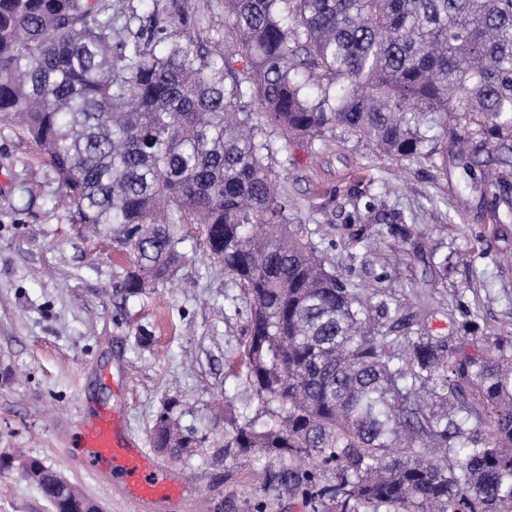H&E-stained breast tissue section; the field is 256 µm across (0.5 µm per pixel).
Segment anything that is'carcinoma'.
Returning a JSON list of instances; mask_svg holds the SVG:
<instances>
[{
    "label": "carcinoma",
    "mask_w": 512,
    "mask_h": 512,
    "mask_svg": "<svg viewBox=\"0 0 512 512\" xmlns=\"http://www.w3.org/2000/svg\"><path fill=\"white\" fill-rule=\"evenodd\" d=\"M249 68L189 40L112 43L108 0H0V118L39 146L77 221L112 227L123 292L170 281L185 224L244 295L247 381L269 406L225 447L263 462L265 488L311 512H509L512 339L393 335L401 304L327 268L286 222L288 199L249 98L285 142L332 128L404 160L434 112L460 139L512 152V0H224ZM335 90L313 102L299 72ZM173 458L192 436L158 416ZM54 512L86 497L30 460Z\"/></svg>",
    "instance_id": "cac0c4a2"
}]
</instances>
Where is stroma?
<instances>
[{
    "label": "stroma",
    "instance_id": "1",
    "mask_svg": "<svg viewBox=\"0 0 512 512\" xmlns=\"http://www.w3.org/2000/svg\"><path fill=\"white\" fill-rule=\"evenodd\" d=\"M127 25L120 40L160 21L176 39L225 53L236 46L224 0H112ZM260 140L288 199L287 220L325 249L336 272L353 270L366 288L384 287L407 310L436 305L428 324L448 332L447 313L466 302L485 333L512 336V216L492 190L466 185L463 159L512 182V156L433 127L428 153L413 161L376 151L333 130L314 146L283 144L256 119ZM59 184L22 130L0 123V454L42 460L97 501L103 512H227L228 497L265 502L266 512H310L300 500L269 495L255 463L224 440L263 405L242 372L247 307L224 267L209 256L202 225L187 224V258L164 284L124 298L130 261L111 230L87 234L58 205ZM403 216L408 240L382 233ZM501 236L481 243L489 225ZM448 256V276L432 266ZM120 408L152 456L186 484L174 502L139 505L94 474L79 448L76 421L91 408ZM169 412L191 431L179 460L154 448L156 418ZM0 512H52L18 469L0 470Z\"/></svg>",
    "mask_w": 512,
    "mask_h": 512
}]
</instances>
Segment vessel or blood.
Instances as JSON below:
<instances>
[{
	"mask_svg": "<svg viewBox=\"0 0 512 512\" xmlns=\"http://www.w3.org/2000/svg\"><path fill=\"white\" fill-rule=\"evenodd\" d=\"M79 441L98 470H111L113 480L127 495L151 501L180 496L182 483L130 436L122 410L84 413L79 422Z\"/></svg>",
	"mask_w": 512,
	"mask_h": 512,
	"instance_id": "vessel-or-blood-1",
	"label": "vessel or blood"
}]
</instances>
